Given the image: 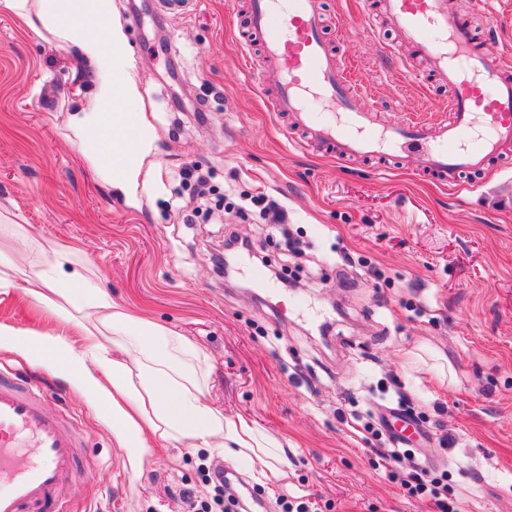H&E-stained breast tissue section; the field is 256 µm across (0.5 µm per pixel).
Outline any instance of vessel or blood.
Listing matches in <instances>:
<instances>
[{
  "label": "vessel or blood",
  "instance_id": "obj_1",
  "mask_svg": "<svg viewBox=\"0 0 512 512\" xmlns=\"http://www.w3.org/2000/svg\"><path fill=\"white\" fill-rule=\"evenodd\" d=\"M412 57L427 61L448 83L450 117L406 119L385 126L359 106L351 64L339 61L324 37L321 0H250L249 28L277 74L273 111L303 129L304 148L338 158L393 154L442 184L460 187L462 171L483 170L512 152V69L493 45L476 48L469 19L448 0H380ZM325 102L328 114L312 111ZM81 439L50 412L30 382L0 373V512H67Z\"/></svg>",
  "mask_w": 512,
  "mask_h": 512
}]
</instances>
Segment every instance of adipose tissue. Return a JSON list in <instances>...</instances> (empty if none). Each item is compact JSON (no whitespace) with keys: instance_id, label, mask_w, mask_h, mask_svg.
<instances>
[{"instance_id":"adipose-tissue-1","label":"adipose tissue","mask_w":512,"mask_h":512,"mask_svg":"<svg viewBox=\"0 0 512 512\" xmlns=\"http://www.w3.org/2000/svg\"><path fill=\"white\" fill-rule=\"evenodd\" d=\"M38 38L58 47L76 46L75 66L92 78L93 93L78 107L72 126L80 150L114 194L131 195L150 154L153 132L121 105L136 101L128 39L112 0H0ZM135 131L136 150L127 146ZM38 271L17 285L16 262L0 249V288L20 287L79 338L39 333L22 336L0 326V344L41 347L69 374L79 376L112 413L121 447L146 448L148 439L223 454L259 481L286 477V439L254 422L230 415L207 398L211 362L191 339L156 322L126 313L75 249H42Z\"/></svg>"}]
</instances>
